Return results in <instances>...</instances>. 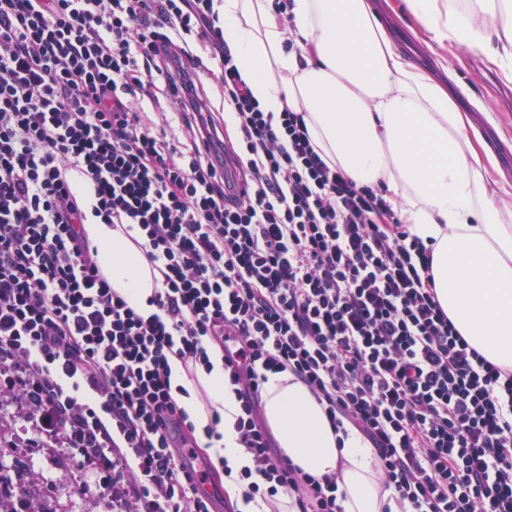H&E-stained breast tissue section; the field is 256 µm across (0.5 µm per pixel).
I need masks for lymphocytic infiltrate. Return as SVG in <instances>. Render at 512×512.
<instances>
[{"instance_id": "1", "label": "lymphocytic infiltrate", "mask_w": 512, "mask_h": 512, "mask_svg": "<svg viewBox=\"0 0 512 512\" xmlns=\"http://www.w3.org/2000/svg\"><path fill=\"white\" fill-rule=\"evenodd\" d=\"M213 2L0 0V413L87 462L112 512H215L169 363L209 366L212 344L249 499L345 512L336 479L280 456L261 419L268 374L288 371L375 448L398 512H512V368L461 336L382 190L329 166L303 113L263 112ZM159 93L184 140L134 103ZM88 222L144 239L154 313L112 290Z\"/></svg>"}]
</instances>
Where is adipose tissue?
<instances>
[{
	"instance_id": "ef3b65f1",
	"label": "adipose tissue",
	"mask_w": 512,
	"mask_h": 512,
	"mask_svg": "<svg viewBox=\"0 0 512 512\" xmlns=\"http://www.w3.org/2000/svg\"><path fill=\"white\" fill-rule=\"evenodd\" d=\"M431 41L488 47L512 82V0H407ZM224 42L242 79L267 112L303 113L318 153L348 178L378 187L413 235L432 244L437 299L459 331L489 361L512 367V184L447 84L399 52L373 0H214ZM104 275L131 307L148 314L162 276L122 226L88 224ZM188 376L171 359V380L197 428L218 419L238 512H270L245 502L236 474L250 459L238 442L239 403L224 384V358ZM264 418L283 457L317 478L338 477L345 512H395L378 478L376 454L356 430L335 433L322 405L291 373H271Z\"/></svg>"
}]
</instances>
